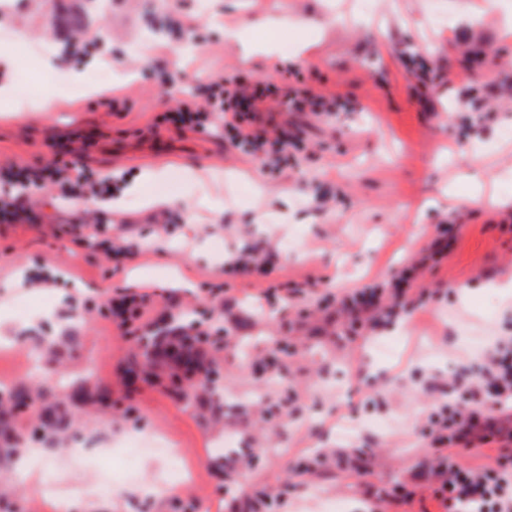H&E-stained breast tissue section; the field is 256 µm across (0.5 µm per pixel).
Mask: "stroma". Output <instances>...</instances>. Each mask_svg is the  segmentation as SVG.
Here are the masks:
<instances>
[{
    "instance_id": "obj_1",
    "label": "stroma",
    "mask_w": 512,
    "mask_h": 512,
    "mask_svg": "<svg viewBox=\"0 0 512 512\" xmlns=\"http://www.w3.org/2000/svg\"><path fill=\"white\" fill-rule=\"evenodd\" d=\"M0 0V28L53 49V65L26 60L13 47L10 82L28 75L34 101L20 108L0 89V163L54 159L55 134L97 137L84 164L126 173V192L112 214L111 237L136 242L137 253L113 260L96 244L75 243L57 189L35 199L36 225L0 224V308L14 333L50 318L58 333L80 340L65 368L44 382L89 377L112 390L111 414L78 412V428L111 434L109 465L32 454L40 496L25 512H173L189 497L196 512H321L340 502L368 512L369 497L414 484V498L388 512H437L419 472L433 459L416 432L440 403L432 384L460 368L469 376L502 336H512V296L492 282L512 277V94L497 76H512V0ZM251 23L248 40L230 43L225 28ZM105 44L125 77L88 90L90 69L65 53L74 41ZM196 49L180 56L186 32ZM435 72L432 80L419 78ZM267 88L258 104L280 110L287 94L335 98L336 115L284 113L301 140L283 170L271 173L241 155L221 130L179 133L151 127L183 99L210 104L212 76ZM158 170L164 198L190 203L183 219L159 233L144 172ZM243 178L262 186L249 202L227 199ZM488 202L467 205L474 189ZM224 202L222 214L208 207ZM450 227L447 254L420 268L414 292L424 308L370 329L328 318L320 297L388 277L426 247L435 225ZM232 251L262 243L273 252L259 278L225 271L214 243ZM319 277L307 313L296 302L265 295L269 284ZM223 284V309L205 293ZM468 295H461V288ZM152 297L144 318L191 312L220 328L224 350V422L205 414L210 399L190 405L143 380H129L141 346L102 316L116 293ZM377 375L363 372L366 364ZM137 409L144 429L122 412ZM169 439L164 458H140L126 470L128 448L142 430ZM334 448L365 449L357 472L295 461Z\"/></svg>"
}]
</instances>
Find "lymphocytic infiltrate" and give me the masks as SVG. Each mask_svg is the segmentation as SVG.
<instances>
[{"label": "lymphocytic infiltrate", "mask_w": 512, "mask_h": 512, "mask_svg": "<svg viewBox=\"0 0 512 512\" xmlns=\"http://www.w3.org/2000/svg\"><path fill=\"white\" fill-rule=\"evenodd\" d=\"M258 97V90L244 86L228 89L223 79L218 78L210 86V108L200 109L185 101L176 111L164 113L162 120L193 130L224 128L245 154L257 158L264 168L277 170L287 162L295 138L280 129L271 133L246 129V122L256 119L251 107ZM121 181L118 175H96L57 161L0 165V224L40 223L31 192L43 185L57 186L60 200L70 204L84 198L112 200ZM447 251L448 229L441 225L426 257L411 261L383 283L367 285L343 296L333 305V312L373 322L396 309L416 304L408 285L417 269ZM439 388L449 392L450 399L431 414L423 436L438 454L439 462L428 472L427 484L440 512H464L469 505L478 506L479 512H512V451L501 450L495 465L481 470L460 465L447 451L451 444L494 442L502 433L501 419L512 421V337L499 342L476 380L454 377L440 383Z\"/></svg>", "instance_id": "lymphocytic-infiltrate-1"}]
</instances>
